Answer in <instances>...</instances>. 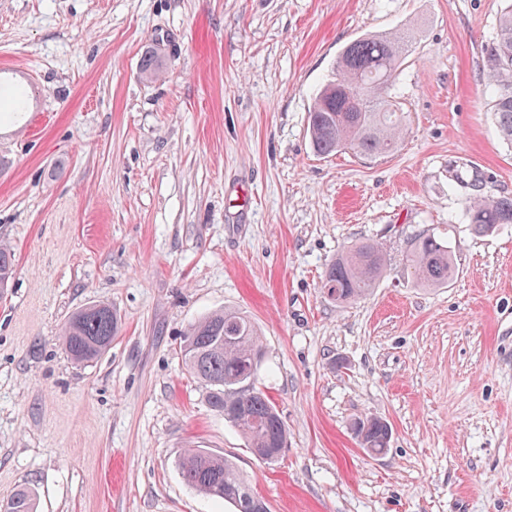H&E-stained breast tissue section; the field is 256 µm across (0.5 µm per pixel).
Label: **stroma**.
<instances>
[{"label": "stroma", "instance_id": "35a3bbf8", "mask_svg": "<svg viewBox=\"0 0 512 512\" xmlns=\"http://www.w3.org/2000/svg\"><path fill=\"white\" fill-rule=\"evenodd\" d=\"M504 0H0V65L32 95L0 115V499L38 512H234L182 481L190 447L230 459L269 512H512V224L478 233L474 193L512 196L486 48ZM415 36L388 94L396 152L317 154L308 113L344 47ZM160 61L141 71L145 52ZM448 241V286L415 240ZM362 239L387 268L339 307L322 275ZM103 302L120 330L79 364L61 328ZM224 308L258 326L257 384L288 430L253 456L184 366ZM386 420L384 454L356 421ZM409 261L416 282L426 287L446 285L456 274L448 241L431 234L417 240ZM0 511L37 512L34 492L28 488L14 490L6 499L1 500Z\"/></svg>", "mask_w": 512, "mask_h": 512}]
</instances>
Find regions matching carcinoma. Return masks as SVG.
<instances>
[{
	"mask_svg": "<svg viewBox=\"0 0 512 512\" xmlns=\"http://www.w3.org/2000/svg\"><path fill=\"white\" fill-rule=\"evenodd\" d=\"M411 51L405 33L367 36L349 43L339 57L336 73L317 93L309 112V132L322 155L347 150L376 159L392 152L404 126V113L384 97L396 80L401 61ZM487 62L496 82L492 112L502 138L512 144V0L501 12L496 37L487 48ZM466 213L475 231L489 233L512 224V197L472 198ZM409 261L417 283L448 284L456 266L448 241L428 234L419 238ZM387 258L374 241H360L339 254L326 268L323 288L338 304L367 295L382 276ZM15 271L13 249L0 244V288L8 287ZM118 320L112 307L95 303L74 312L61 341L67 356L89 363L112 347ZM183 363L206 388L211 410L224 415L248 441L252 454L266 464L279 460L288 447L285 425L271 399L257 385L263 346L254 323L239 310L211 313L191 324L179 345ZM361 448L383 453L391 429L378 418L355 425ZM179 471L191 489L231 503L236 512H267L250 481L226 458L202 448H189ZM0 512H37L32 490L19 488L0 501Z\"/></svg>",
	"mask_w": 512,
	"mask_h": 512,
	"instance_id": "cac0c4a2",
	"label": "carcinoma"
}]
</instances>
